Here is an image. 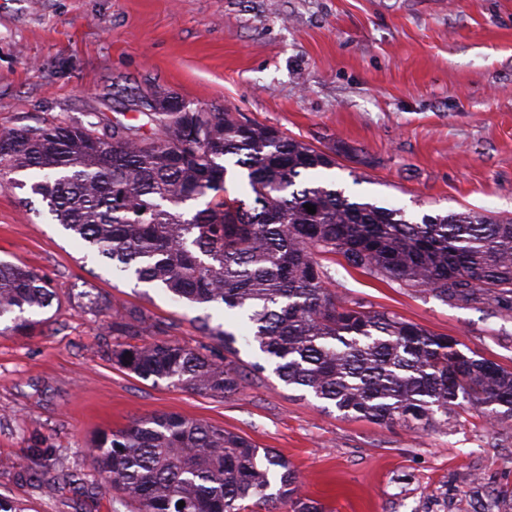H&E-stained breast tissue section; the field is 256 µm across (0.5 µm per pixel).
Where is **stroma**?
I'll return each mask as SVG.
<instances>
[{"label": "stroma", "mask_w": 512, "mask_h": 512, "mask_svg": "<svg viewBox=\"0 0 512 512\" xmlns=\"http://www.w3.org/2000/svg\"><path fill=\"white\" fill-rule=\"evenodd\" d=\"M159 86L349 148L325 173L347 195L411 216H512V0H0V131L89 112L126 122L129 99ZM24 196L0 188V258L47 275L55 300L32 334L0 333V496L23 512H112L89 443L156 412L275 449L326 512H512V423L489 428L467 404L424 432L322 411L253 372L261 356L239 315L142 291ZM320 262L339 299L512 369V311L446 303L337 254ZM87 291L144 309L193 348L207 342L199 317L235 332L242 392L208 396L121 367L104 316L82 309Z\"/></svg>", "instance_id": "1"}]
</instances>
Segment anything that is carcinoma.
<instances>
[{
	"label": "carcinoma",
	"instance_id": "cac0c4a2",
	"mask_svg": "<svg viewBox=\"0 0 512 512\" xmlns=\"http://www.w3.org/2000/svg\"><path fill=\"white\" fill-rule=\"evenodd\" d=\"M137 125L56 120L0 133V186L29 188L71 235L140 283L177 301L238 310L284 385L344 418L413 430L448 424L458 399L512 420V371L478 360L392 312L340 302L321 254L444 302L512 310V218L379 206L311 179L340 166L325 152L240 112H175L166 88ZM29 176L26 182L16 178ZM236 183L230 197L227 183ZM315 206L316 213L304 205ZM50 279L0 261V321L28 334L52 305ZM114 338L149 336L112 360L143 379L214 397L240 392L236 334L200 322L224 351L166 338L142 309L108 308ZM101 494L137 512H323L270 448L177 413L141 417L93 439ZM185 506L179 508L177 503Z\"/></svg>",
	"mask_w": 512,
	"mask_h": 512
}]
</instances>
